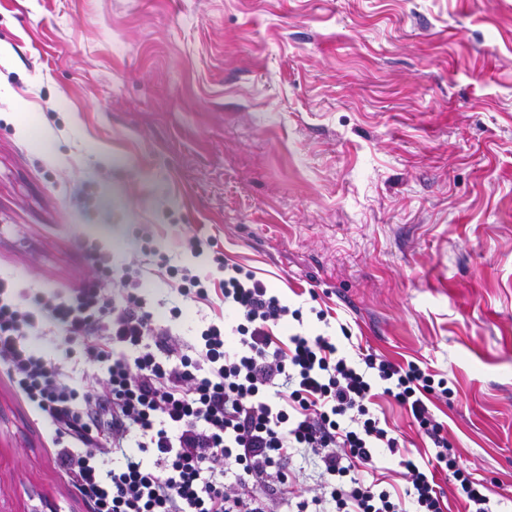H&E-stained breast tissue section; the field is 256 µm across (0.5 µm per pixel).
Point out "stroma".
<instances>
[{
	"label": "stroma",
	"mask_w": 512,
	"mask_h": 512,
	"mask_svg": "<svg viewBox=\"0 0 512 512\" xmlns=\"http://www.w3.org/2000/svg\"><path fill=\"white\" fill-rule=\"evenodd\" d=\"M91 247L184 340L222 304L169 269L226 258L429 363L460 464L512 489V0H0V278L66 295ZM57 449L0 373V512H89Z\"/></svg>",
	"instance_id": "1"
}]
</instances>
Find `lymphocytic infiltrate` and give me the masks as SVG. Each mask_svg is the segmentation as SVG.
<instances>
[{
    "mask_svg": "<svg viewBox=\"0 0 512 512\" xmlns=\"http://www.w3.org/2000/svg\"><path fill=\"white\" fill-rule=\"evenodd\" d=\"M219 269L218 280L202 268L174 273L189 300L219 288L233 320L207 326L197 345L171 338L130 272L113 275L120 297L88 284L29 309L0 279V364L53 427L57 465L90 512H445L441 472L465 512H497L498 494L459 465L434 414L452 399L447 378L359 344L345 351L302 328L301 309L252 271L226 259ZM43 320L105 364L98 387L76 389L25 343ZM292 322L300 331L278 343L275 327ZM379 396L409 413L432 450L426 462L374 413ZM299 453L316 475L310 497L293 488ZM109 456L116 466H103ZM385 456L409 478L404 491L378 478Z\"/></svg>",
    "mask_w": 512,
    "mask_h": 512,
    "instance_id": "1",
    "label": "lymphocytic infiltrate"
}]
</instances>
